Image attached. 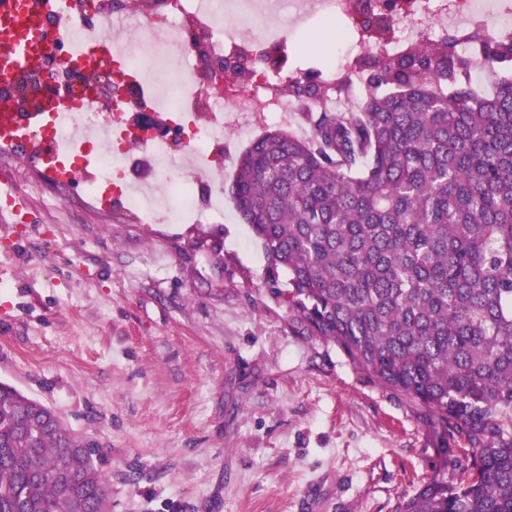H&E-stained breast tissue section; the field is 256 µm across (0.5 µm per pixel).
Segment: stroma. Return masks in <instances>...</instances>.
I'll return each instance as SVG.
<instances>
[{"label":"stroma","mask_w":512,"mask_h":512,"mask_svg":"<svg viewBox=\"0 0 512 512\" xmlns=\"http://www.w3.org/2000/svg\"><path fill=\"white\" fill-rule=\"evenodd\" d=\"M326 32L282 33L325 79ZM3 182L39 189L0 224V382L99 444L112 512H397L433 477L431 412L308 330L232 201L141 223L0 149Z\"/></svg>","instance_id":"35a3bbf8"}]
</instances>
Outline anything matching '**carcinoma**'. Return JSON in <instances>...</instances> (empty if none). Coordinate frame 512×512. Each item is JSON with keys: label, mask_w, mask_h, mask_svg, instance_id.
<instances>
[{"label": "carcinoma", "mask_w": 512, "mask_h": 512, "mask_svg": "<svg viewBox=\"0 0 512 512\" xmlns=\"http://www.w3.org/2000/svg\"><path fill=\"white\" fill-rule=\"evenodd\" d=\"M395 9L356 0L369 41L392 37ZM463 41L512 69V33L479 24L362 55L349 112L322 105L336 84L295 77L310 136L266 133L227 187L311 331L431 410L448 447L399 512H512V79L476 92ZM459 452L469 467L450 484ZM108 489L90 440L0 383V512H111Z\"/></svg>", "instance_id": "cac0c4a2"}]
</instances>
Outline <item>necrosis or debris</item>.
<instances>
[{"mask_svg":"<svg viewBox=\"0 0 512 512\" xmlns=\"http://www.w3.org/2000/svg\"><path fill=\"white\" fill-rule=\"evenodd\" d=\"M395 17L394 37L373 46V53L396 56L434 39L437 31L458 29L473 16L496 19L497 29L512 33V9H498L494 0H402ZM148 10H112L107 0H69L66 37L50 50L60 68L52 82L34 73L15 79V92L26 102L47 95L50 87H67L81 98L85 80L73 71L70 60L84 45L111 35L120 51L112 61L101 62L96 75L98 108L57 113L53 124L60 151H83L85 169L81 180L94 206H101L102 185L128 183L134 166H142L169 185L167 196L151 203L119 194L121 207L133 210L138 221L153 211H163L166 221H181L186 213L215 210L223 191L212 188L206 177L213 168V145L222 143L225 129L242 131L260 123L296 127L298 106L285 94L289 80L281 71H260L250 81L226 79L214 90L203 78L200 51L211 57L252 56L277 51L282 37L264 21H257L250 37L225 29L221 0H148ZM315 13L335 19L346 48L332 68L345 80L348 91L330 97L326 105L341 110L357 99L363 76L357 64L363 30L354 0H309ZM204 38L203 50L190 48L188 31ZM159 69L165 82L176 88L169 103L171 137L150 131L131 132L123 114L126 109L154 98L156 88L143 80H130L131 70L141 66Z\"/></svg>","mask_w":512,"mask_h":512,"instance_id":"4bbe7bcc","label":"necrosis or debris"}]
</instances>
